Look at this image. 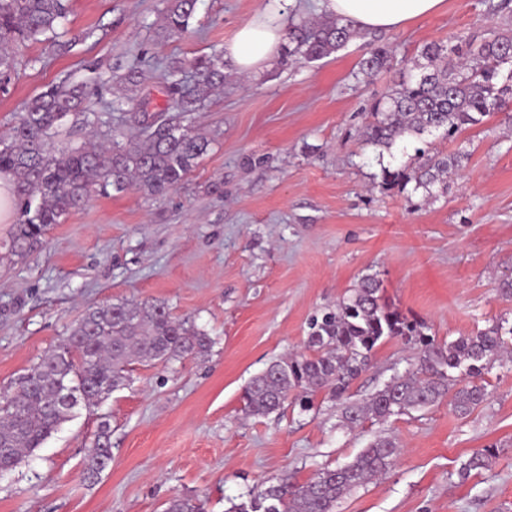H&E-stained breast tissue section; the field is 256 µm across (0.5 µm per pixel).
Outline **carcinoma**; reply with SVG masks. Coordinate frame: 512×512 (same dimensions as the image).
Listing matches in <instances>:
<instances>
[{
	"label": "carcinoma",
	"mask_w": 512,
	"mask_h": 512,
	"mask_svg": "<svg viewBox=\"0 0 512 512\" xmlns=\"http://www.w3.org/2000/svg\"><path fill=\"white\" fill-rule=\"evenodd\" d=\"M197 2L166 0L164 33L185 32ZM68 12V0H0V77L11 73L13 43L56 36ZM362 36V29L349 20L329 16L301 21L290 27L285 55L312 62ZM390 58L386 47H376L360 62V71L376 77ZM420 58L416 74L373 103L371 120L361 131L366 143L389 150L403 137L440 129L452 139L512 106L503 98L504 92L512 93V33L491 31L479 43L463 46L430 42L420 50ZM160 79L178 115L148 112L146 99L136 100L139 130L124 143L114 137L109 147L91 141L59 147L57 137L68 116L88 109L89 91L82 82L52 86L32 98L16 124L0 134V174L12 177L18 208L12 252H29L51 225L81 209L94 192L120 193L134 186L164 197L198 166L210 140L192 132L185 121L224 89V55L201 56L190 64L173 61ZM126 101L119 98L105 111L92 113L91 123L110 125L112 112L122 111ZM462 158L460 153L420 150L414 166L383 169L380 187L403 190L412 183L414 189L428 191L445 182ZM380 291V281L366 275L335 308L311 316L305 352L272 361L249 382L246 414H271L292 394L306 411L313 397L326 390L343 402L341 415L350 427L443 401L464 416L485 402V387L474 378L512 352L506 339L512 336V326L496 323L440 343L425 321L407 317L382 300ZM396 337L416 351L414 367L368 400L345 402L351 382L368 367L376 347ZM210 347L209 336L173 318L162 304L125 300L89 308L56 350L0 391V475L41 447L79 403L97 406L123 386L132 362L149 365L201 357ZM454 371L464 373L463 378L452 376ZM398 454V442L380 436L351 462L323 468L303 484L273 485L248 502L231 503L229 512H269L271 504L276 512H333L345 495L386 473ZM494 457L490 448L474 452L461 468V479L485 469ZM111 463V427L104 420L87 448L83 479L95 481ZM163 512H205V505L197 496L175 494Z\"/></svg>",
	"instance_id": "1"
}]
</instances>
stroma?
Masks as SVG:
<instances>
[{"label":"stroma","mask_w":512,"mask_h":512,"mask_svg":"<svg viewBox=\"0 0 512 512\" xmlns=\"http://www.w3.org/2000/svg\"><path fill=\"white\" fill-rule=\"evenodd\" d=\"M261 2L199 0L188 31L164 38L165 0H70L69 53L46 40L15 46L0 132L33 97L71 79L87 82L101 109L122 96L115 78L133 63L145 74L135 97L163 103L161 68L222 51ZM511 24L487 0H446L439 14L369 31L319 61L278 59L246 78L225 64L223 93L195 114L210 149L168 196L92 195L24 257L11 254L13 227L0 223V388L92 306L147 299L212 339L202 357L133 363L128 386L77 408L0 476V512H163L176 494L227 512L250 493L351 461L383 433L401 456L335 512H512V362L483 374L488 399L462 417L443 402L350 430L326 391L309 411L287 402L264 417L247 415L242 399L270 361L304 351L309 317L366 275L438 342L495 320L512 325V298L498 290L512 280V120L498 112L454 139L407 136L384 152L360 136L371 103L414 69L424 44ZM379 45L393 48L392 65L363 80L359 62ZM419 148L466 158L447 186L381 189L382 167L412 165ZM412 360L401 339L384 341L349 396L368 398ZM103 418L112 465L91 484L83 460ZM489 446L493 464L461 480L462 464Z\"/></svg>","instance_id":"35a3bbf8"}]
</instances>
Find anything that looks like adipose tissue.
Returning a JSON list of instances; mask_svg holds the SVG:
<instances>
[{"instance_id": "ef3b65f1", "label": "adipose tissue", "mask_w": 512, "mask_h": 512, "mask_svg": "<svg viewBox=\"0 0 512 512\" xmlns=\"http://www.w3.org/2000/svg\"><path fill=\"white\" fill-rule=\"evenodd\" d=\"M444 0H316L317 12L353 21L363 29L390 30L436 14ZM282 10L266 4L224 47L238 73L253 76L277 58L286 36Z\"/></svg>"}]
</instances>
